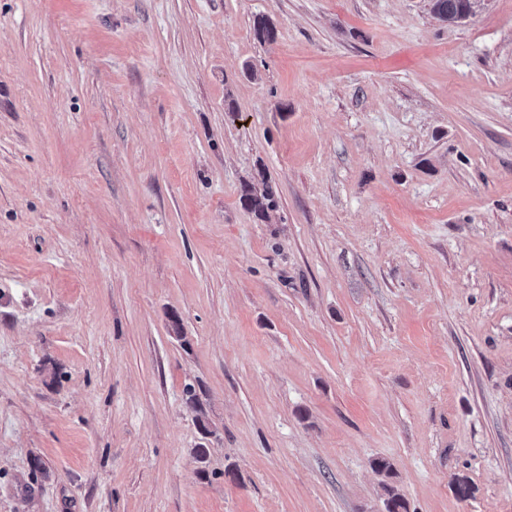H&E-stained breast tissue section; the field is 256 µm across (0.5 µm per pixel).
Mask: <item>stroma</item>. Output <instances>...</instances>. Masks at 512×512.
<instances>
[{
    "label": "stroma",
    "mask_w": 512,
    "mask_h": 512,
    "mask_svg": "<svg viewBox=\"0 0 512 512\" xmlns=\"http://www.w3.org/2000/svg\"><path fill=\"white\" fill-rule=\"evenodd\" d=\"M387 482L512 512V0H0V512ZM479 1L470 0L469 6V0H431V10L439 20L454 23L456 18L467 12L468 6V13L462 16L459 21L470 16ZM240 201L258 221L266 222L270 212L276 209V200L271 188L263 182L262 187L250 182L241 186Z\"/></svg>",
    "instance_id": "35a3bbf8"
}]
</instances>
